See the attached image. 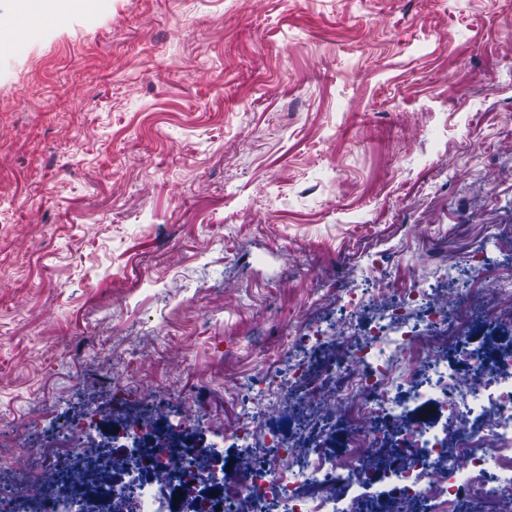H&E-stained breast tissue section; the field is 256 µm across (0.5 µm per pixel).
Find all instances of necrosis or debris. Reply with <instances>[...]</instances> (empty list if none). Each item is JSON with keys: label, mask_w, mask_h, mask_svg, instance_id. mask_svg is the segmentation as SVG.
Returning <instances> with one entry per match:
<instances>
[{"label": "necrosis or debris", "mask_w": 512, "mask_h": 512, "mask_svg": "<svg viewBox=\"0 0 512 512\" xmlns=\"http://www.w3.org/2000/svg\"><path fill=\"white\" fill-rule=\"evenodd\" d=\"M423 291L401 289L385 316L368 337L358 339L354 359L361 365L350 385L337 394L310 390L309 403L322 409L349 406L358 428L349 440L351 450L324 456L315 448L294 453L289 465L279 460H248L249 479L228 483L223 469L206 464L210 452L194 448L181 456L161 443L143 454L139 441L152 430L149 422L127 423L122 437L127 450L118 472H105L99 499L81 485L67 482L64 493L50 503L51 512H159L158 487L174 483L191 497L185 512H199L200 495L213 484L223 490L220 512H240L239 502H285L289 512H356L342 508L338 488L359 482L362 469L356 451L370 437L368 430L383 412L403 419L409 402L424 396H441L448 431L436 435L421 424L406 425L402 438L416 451L414 457L388 471L400 502L428 501L441 512H455L462 498L495 506L512 502V351L487 366L476 349L462 345V372L453 373L432 337L434 328L447 324L445 308L424 309ZM407 357L420 368L405 380L394 378L393 358ZM151 479H144L142 470Z\"/></svg>", "instance_id": "1"}]
</instances>
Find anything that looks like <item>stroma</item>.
Returning <instances> with one entry per match:
<instances>
[{
	"mask_svg": "<svg viewBox=\"0 0 512 512\" xmlns=\"http://www.w3.org/2000/svg\"><path fill=\"white\" fill-rule=\"evenodd\" d=\"M28 30L0 59L1 485L128 411L232 468L247 392L284 447L339 453L342 418L301 407L345 385L336 325L452 258L512 273V0H94ZM483 304L467 342L511 345ZM392 489L374 464L338 494ZM83 434V427L80 423H71L62 430L58 446L63 452L84 454V448L81 447Z\"/></svg>",
	"mask_w": 512,
	"mask_h": 512,
	"instance_id": "obj_1",
	"label": "stroma"
}]
</instances>
